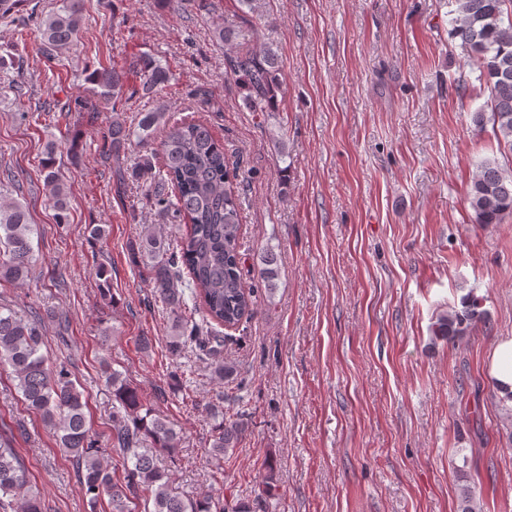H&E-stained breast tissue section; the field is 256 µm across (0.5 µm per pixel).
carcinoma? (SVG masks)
Masks as SVG:
<instances>
[{
	"label": "carcinoma",
	"instance_id": "1",
	"mask_svg": "<svg viewBox=\"0 0 512 512\" xmlns=\"http://www.w3.org/2000/svg\"><path fill=\"white\" fill-rule=\"evenodd\" d=\"M238 13L216 31L224 42V61L233 75L245 85V102L253 112L276 111L280 87L278 55L270 47L244 50L238 43L242 30L236 18L253 14L257 0H237ZM456 17L453 36L460 40L468 61L475 66L490 90V111L473 113L478 130L486 123L501 146L512 152V0H454ZM89 0H55L48 12L31 8L17 18L32 22L39 38L40 54L53 60L77 48ZM139 79L143 94H155L167 85L172 73L166 64L150 53L130 56L128 66L93 69L87 77L94 86L96 103L76 97L74 104L59 112H83L87 119L122 97L128 75ZM162 131V169L153 171L150 157L131 163L133 143L145 145ZM61 145H47L41 160V173L47 201L59 221L69 213V191L56 168ZM104 154L112 162V176L122 184L140 181L152 192L160 211L190 225L189 233L171 241L160 232L144 235L131 258L147 266L154 295L169 309L171 336L169 350L177 355L189 342L200 340L203 329L210 330L214 345L212 378L219 384L237 376L236 364L221 357L223 339L219 329H233L255 313L253 288L242 275V223L238 174L230 166L224 145L200 122L169 123L166 109L142 112L132 127L120 115L104 135ZM23 184L12 174L0 180V280L20 283L28 279L39 260L31 236V224ZM467 200L476 224H498L512 213V170L496 159L476 164ZM276 261L272 252L261 257L258 276L268 293L275 289ZM193 302L192 311L200 321L182 312L185 296ZM57 322L59 335L67 331V317L54 307L20 311L0 303V366L11 369L16 389L26 409L39 417L56 437L58 447L75 463L79 484L89 507L108 497L112 512H131V500L142 495L150 512H252L249 504L228 505L220 498L205 495L196 499L182 496L172 487L171 476L160 469L156 456L178 447L180 433L174 425L145 403L137 389L119 370L103 365L105 382L112 390L111 433L101 443L86 414V401L73 379L70 365L51 363L43 352L45 320ZM488 312L481 300L468 293L461 308L441 314L432 327L433 335L455 342L470 335L480 324H488ZM217 419L210 435L209 453L221 459L237 447L247 427L240 420L226 421L220 406L211 408ZM30 430L25 420L14 418L0 423V512L17 507L20 512H43L40 492L30 484L21 456L20 443L28 442ZM112 454L115 465L124 469V481L113 479L104 464Z\"/></svg>",
	"mask_w": 512,
	"mask_h": 512
}]
</instances>
